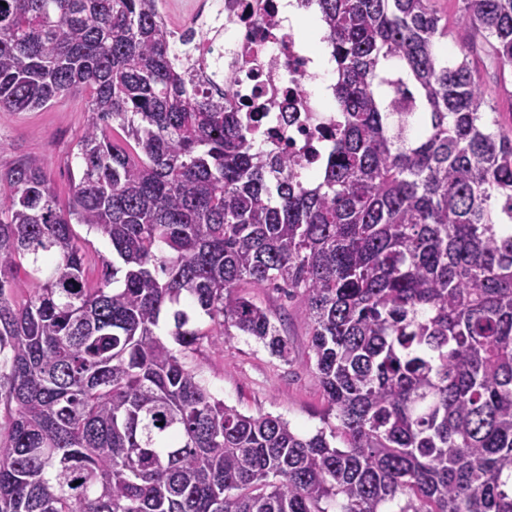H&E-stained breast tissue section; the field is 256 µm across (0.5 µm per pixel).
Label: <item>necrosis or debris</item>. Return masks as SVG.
<instances>
[{
    "label": "necrosis or debris",
    "instance_id": "1",
    "mask_svg": "<svg viewBox=\"0 0 512 512\" xmlns=\"http://www.w3.org/2000/svg\"><path fill=\"white\" fill-rule=\"evenodd\" d=\"M281 2L199 0L194 16L218 14L223 26L224 49L206 47L216 59L211 87L231 86L257 147L271 159L299 160L307 176L334 141L336 115L310 87L311 59Z\"/></svg>",
    "mask_w": 512,
    "mask_h": 512
}]
</instances>
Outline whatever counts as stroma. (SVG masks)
<instances>
[{
    "mask_svg": "<svg viewBox=\"0 0 512 512\" xmlns=\"http://www.w3.org/2000/svg\"><path fill=\"white\" fill-rule=\"evenodd\" d=\"M471 59L498 121L503 128L512 127V96L497 91L496 62L479 48ZM84 106V95L77 93L31 112L0 111V165L20 158L40 160L58 202L66 203L78 176L74 146L85 125ZM239 293L269 311L290 342V361L236 331L189 356V364L200 365L209 389L225 404L248 415L281 416L300 432L314 434L324 426L328 404L310 363L309 330L297 301L250 281L241 284Z\"/></svg>",
    "mask_w": 512,
    "mask_h": 512,
    "instance_id": "35a3bbf8",
    "label": "stroma"
}]
</instances>
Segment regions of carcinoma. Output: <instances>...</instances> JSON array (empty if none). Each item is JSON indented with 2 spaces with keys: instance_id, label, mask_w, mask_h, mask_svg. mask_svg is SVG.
<instances>
[{
  "instance_id": "carcinoma-1",
  "label": "carcinoma",
  "mask_w": 512,
  "mask_h": 512,
  "mask_svg": "<svg viewBox=\"0 0 512 512\" xmlns=\"http://www.w3.org/2000/svg\"><path fill=\"white\" fill-rule=\"evenodd\" d=\"M3 2L0 109L81 92L87 119L66 206L0 167V512H512V129L469 60L479 35L509 92L512 0L454 32L430 0H317L339 113L312 180L188 89L157 0ZM243 281L301 306L330 431L187 363L231 328L289 361Z\"/></svg>"
}]
</instances>
